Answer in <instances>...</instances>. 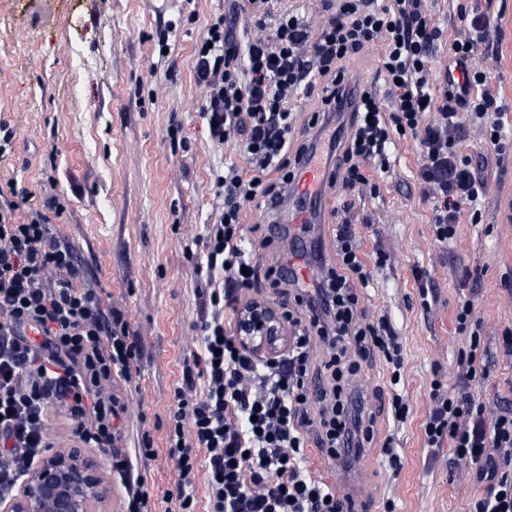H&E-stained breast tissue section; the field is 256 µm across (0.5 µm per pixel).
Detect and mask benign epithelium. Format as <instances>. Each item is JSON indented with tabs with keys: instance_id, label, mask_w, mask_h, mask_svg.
I'll use <instances>...</instances> for the list:
<instances>
[{
	"instance_id": "7a95c632",
	"label": "benign epithelium",
	"mask_w": 512,
	"mask_h": 512,
	"mask_svg": "<svg viewBox=\"0 0 512 512\" xmlns=\"http://www.w3.org/2000/svg\"><path fill=\"white\" fill-rule=\"evenodd\" d=\"M248 345L272 351V339L284 338L280 319L271 308H257L244 319ZM101 462L77 448L54 453L29 473L21 494L0 501V512H87L95 498L105 501L109 487L101 481Z\"/></svg>"
}]
</instances>
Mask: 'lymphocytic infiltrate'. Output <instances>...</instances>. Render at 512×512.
I'll return each instance as SVG.
<instances>
[{
  "instance_id": "1",
  "label": "lymphocytic infiltrate",
  "mask_w": 512,
  "mask_h": 512,
  "mask_svg": "<svg viewBox=\"0 0 512 512\" xmlns=\"http://www.w3.org/2000/svg\"><path fill=\"white\" fill-rule=\"evenodd\" d=\"M273 0H228L212 19L197 50L195 78L204 90V117L212 139L242 143L248 174L228 167L219 176L224 208L201 242L207 282L223 277L209 296L212 313L199 326L201 351L174 392L167 435L178 472V512H195L187 494L198 468L209 486L207 512H349L347 500L304 465L308 445L330 461L357 459L374 437L375 417L356 391L365 362H386L390 385H399L403 359L398 333L387 317L367 318L360 291L390 254L366 253L353 223L349 195L378 196L370 167L388 171L399 136L423 151L415 184L432 206L431 229L439 244L452 241L465 209L487 200V184L472 154L463 150L466 127L480 126L496 152L512 147V115L491 92L490 71L473 66L479 51L502 40V30L481 0L457 7L461 32L445 41L430 0H327L326 19L310 27ZM276 16L274 28L266 18ZM381 46L379 75L393 96L352 81L348 68ZM447 46L461 79L437 73L438 49ZM317 94L314 137L296 135L292 102ZM350 112L336 128L335 113ZM336 145L329 184L336 209L333 255L320 275L303 285L262 265L258 253L274 242L261 235L246 248L243 210L261 201L273 210L299 171L316 156L320 139ZM19 201L0 205V501L15 496L21 480L52 447L55 410L68 420L77 448L104 453L126 495V512H151L150 493L133 474L134 459L148 460L150 446L127 455L116 446L114 422L124 410L112 384L131 381L140 356L125 314L105 306L84 281L75 251L60 243L45 214L15 221ZM480 277L463 275L469 287L456 310L462 346L456 385L433 381L424 424L428 447L448 445L461 475L482 483L469 512H512V395L485 403L479 394L495 356L512 359V325L495 342L483 334L474 290ZM282 296L280 317L292 334L280 353L258 355L238 330L225 329L224 310L245 314L261 306L260 285ZM204 390L193 397L194 378Z\"/></svg>"
}]
</instances>
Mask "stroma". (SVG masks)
Returning <instances> with one entry per match:
<instances>
[{
    "label": "stroma",
    "mask_w": 512,
    "mask_h": 512,
    "mask_svg": "<svg viewBox=\"0 0 512 512\" xmlns=\"http://www.w3.org/2000/svg\"><path fill=\"white\" fill-rule=\"evenodd\" d=\"M48 7L43 14L33 0H0V124L14 133L0 156V199L10 200L13 185L31 191L15 212L23 223L43 208L42 184L55 182L54 232L141 343L132 381L114 385L126 405L117 446L130 452L150 437L156 454L135 461V472L154 512H176L177 501L166 498L178 481L166 442L169 406L186 359L200 348L196 327L211 311L200 239L224 205L217 176L230 164L249 168L241 145L212 140L195 80V49L224 0H50ZM495 12L502 41L474 62L493 69L494 91L512 109V0H497ZM466 143L485 156L487 201L480 222L463 219L448 246L434 241L431 206L414 188L421 149L413 139L399 142L388 173H375L378 197L352 201L364 252L379 246L391 254L361 306L368 317L389 316L399 333L396 389L412 411L401 424L382 412L393 388L383 359L372 358L360 381L379 412L371 448L347 470L321 457L307 465L331 470L338 495L389 501L393 512H468L478 492L450 469L448 446L428 447L423 430L432 381L455 383L462 270L481 275L476 305L486 337L512 325V154L497 156L474 128ZM417 268L438 288L428 310ZM389 436L403 463L397 473L381 450Z\"/></svg>",
    "instance_id": "35a3bbf8"
}]
</instances>
